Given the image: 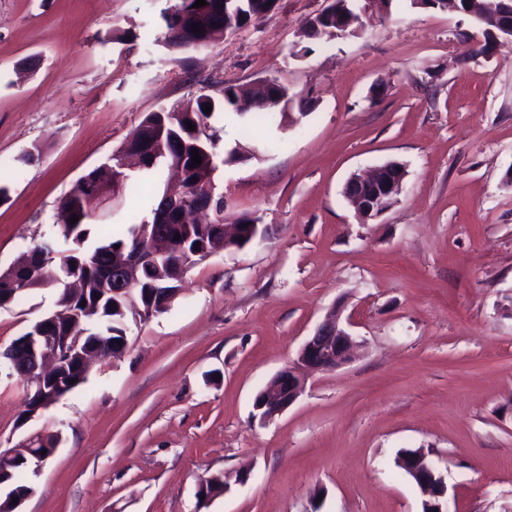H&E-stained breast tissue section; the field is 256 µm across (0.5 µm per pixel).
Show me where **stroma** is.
Segmentation results:
<instances>
[{
  "label": "stroma",
  "mask_w": 512,
  "mask_h": 512,
  "mask_svg": "<svg viewBox=\"0 0 512 512\" xmlns=\"http://www.w3.org/2000/svg\"><path fill=\"white\" fill-rule=\"evenodd\" d=\"M177 2L0 0V268L48 238L68 249L60 201L149 113L265 79L316 102L279 151L233 113L210 121L224 221L258 218L251 243L195 265L168 312L128 320L125 350L28 424L22 384L0 377V446L62 438L24 512H422L402 449L444 475L448 512H512V41L485 52L462 14L375 0L296 56L328 0H280L172 52ZM235 148L254 159L227 162ZM392 161L401 195L360 220L346 180ZM148 207L129 183L90 241ZM339 301L362 350L261 422L256 393ZM53 302L37 289L0 308V350ZM218 472L229 491L198 508Z\"/></svg>",
  "instance_id": "1"
}]
</instances>
